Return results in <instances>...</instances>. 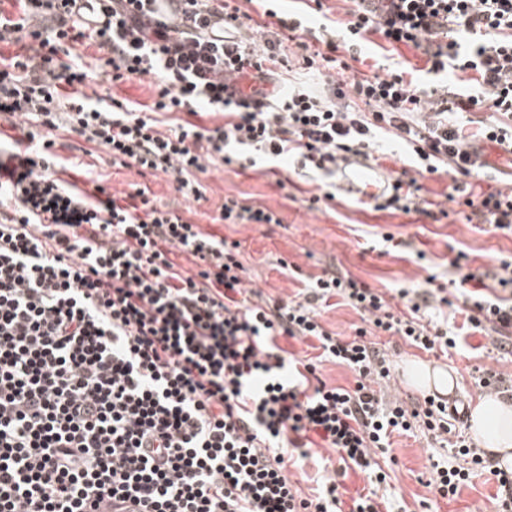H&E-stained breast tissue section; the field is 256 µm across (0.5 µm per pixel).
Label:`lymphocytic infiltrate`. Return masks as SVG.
I'll return each instance as SVG.
<instances>
[{"mask_svg": "<svg viewBox=\"0 0 512 512\" xmlns=\"http://www.w3.org/2000/svg\"><path fill=\"white\" fill-rule=\"evenodd\" d=\"M18 19L0 15V41L32 39V55L0 66V117L28 128L0 148V512H96L106 500L140 512H381L362 495L344 507L335 480L301 495L284 473L289 450L315 432L343 462L387 475L376 454L392 433L423 423L432 440L450 434L447 405L409 406L376 394L388 377L368 332L402 337L432 351L453 348L454 335L422 324L432 290L399 289L400 306L362 281L333 272L315 276L299 298L273 300L244 285L239 242L204 231L145 191L121 204L103 185L64 180L58 133L105 149L113 163L173 176L184 200L205 198L210 165L241 162L251 150L290 154L332 176L373 158L376 130L403 141L419 173L477 178L481 151L450 112L496 113L485 139L512 154V0H353L340 25L320 28L326 51L306 57L341 77L329 97L302 90L280 95V48L244 46L238 8L228 0H24ZM97 26H90L86 11ZM224 18V39L210 22ZM380 35L389 45L420 50L427 73H466L474 94H447L403 73L349 72L336 39ZM89 39L104 51L112 78L153 76L148 111L119 100L66 93L87 86L92 66L75 55ZM371 113L341 106L346 95ZM224 124L193 122L198 110ZM189 121L161 130L159 117ZM416 179L394 177L377 211L420 212ZM469 224L512 231V192L465 195ZM187 254L196 272L173 259ZM468 292L467 322L499 341L512 340V262L483 274ZM360 312L362 327L346 340L319 320L333 297ZM316 339L319 356L297 367L278 337ZM349 368L353 389L316 377L321 362ZM469 467L435 462L442 498H453L473 471L492 472L498 512H512V472L462 444Z\"/></svg>", "mask_w": 512, "mask_h": 512, "instance_id": "obj_1", "label": "lymphocytic infiltrate"}]
</instances>
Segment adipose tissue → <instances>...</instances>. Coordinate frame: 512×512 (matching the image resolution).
<instances>
[{"mask_svg":"<svg viewBox=\"0 0 512 512\" xmlns=\"http://www.w3.org/2000/svg\"><path fill=\"white\" fill-rule=\"evenodd\" d=\"M470 424L474 438L500 468L512 467V403L495 396L484 398L473 408Z\"/></svg>","mask_w":512,"mask_h":512,"instance_id":"1","label":"adipose tissue"}]
</instances>
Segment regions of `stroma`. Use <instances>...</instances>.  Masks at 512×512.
Returning <instances> with one entry per match:
<instances>
[{
  "label": "stroma",
  "mask_w": 512,
  "mask_h": 512,
  "mask_svg": "<svg viewBox=\"0 0 512 512\" xmlns=\"http://www.w3.org/2000/svg\"><path fill=\"white\" fill-rule=\"evenodd\" d=\"M235 4L253 24L264 25L269 33L278 29L276 20L265 14L269 8L306 14L314 29L325 18L336 19L344 13L342 0H324L319 13L309 9L308 0H235ZM336 56L352 71L365 74L382 75L394 68L409 70L424 65L419 51L405 45L391 47L376 35L368 36L355 50L339 46ZM90 88L103 98L114 97L132 105L151 103L155 96L153 80L148 76L116 82L105 73ZM82 145L81 139L71 138L59 154L69 162L92 166L114 198L121 200L139 189H148L157 203L188 213L204 230L239 241L247 287L271 299L297 297L310 277L326 270L350 274L389 297L401 288L424 287L430 278L435 287L443 289L450 304L439 311H426V320L459 328L465 315L458 310L463 299L453 286L458 277L453 260L466 253L467 267L474 271L512 257V234L485 233L479 225L463 223L456 216L455 203L445 199L450 182L446 176L428 175L420 180L422 197L443 204L449 212L448 217L437 221L422 214L376 211L342 192L334 201L309 208L308 199L321 193L327 178L301 167L295 158L281 162L266 157L245 169L211 166L203 178L205 201L189 203L175 193L172 177L140 175L136 169L113 165L104 150L95 148L87 153ZM283 181L288 184L284 190L279 187ZM228 195L262 203L282 217V224L213 223ZM374 343L391 362L390 376L380 381L378 391L409 404L425 396L406 378V368L413 362H440L452 375L459 396L472 406L490 394L479 384L482 375L512 376V347L496 348L478 333H465L461 345L445 353L420 350L397 336L381 335ZM452 455L451 447L436 443L424 429H414L409 435L392 434L389 448L379 457L389 475L378 490L386 512H494L498 483L486 472L472 476L454 499L446 500L436 493L431 464ZM285 473L307 494L314 493L325 479H335L347 505L370 488L366 474L345 464L317 437L312 440L309 457L288 464Z\"/></svg>",
  "instance_id": "obj_1"
}]
</instances>
